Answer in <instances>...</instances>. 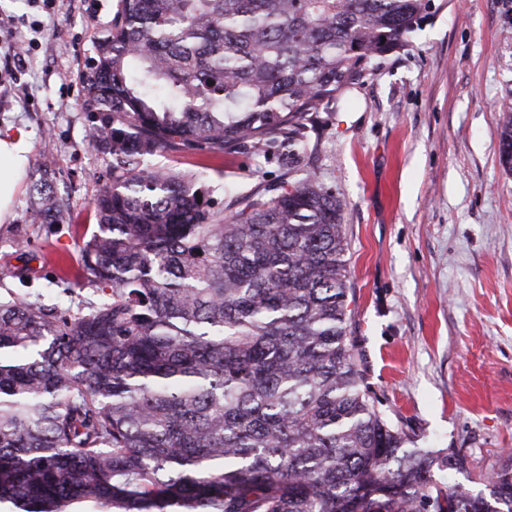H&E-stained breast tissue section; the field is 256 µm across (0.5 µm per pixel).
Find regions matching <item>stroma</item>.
Masks as SVG:
<instances>
[{
  "label": "stroma",
  "mask_w": 512,
  "mask_h": 512,
  "mask_svg": "<svg viewBox=\"0 0 512 512\" xmlns=\"http://www.w3.org/2000/svg\"><path fill=\"white\" fill-rule=\"evenodd\" d=\"M410 46L318 115L309 166L343 205L352 333L379 408L421 448H453L477 489L512 462V174L499 163V105L512 94V0H433ZM118 0H0L14 38L39 48L0 98V138L25 132L26 178L0 219V295L78 312L101 295L80 266L107 163L89 147L83 76ZM41 22L32 34L29 20ZM52 156L64 224L26 219L30 185ZM155 164L198 172L217 208L276 194L288 151L250 146L216 158L170 151Z\"/></svg>",
  "instance_id": "stroma-1"
}]
</instances>
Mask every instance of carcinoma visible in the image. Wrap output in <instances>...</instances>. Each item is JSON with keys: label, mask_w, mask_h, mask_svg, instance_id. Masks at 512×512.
Here are the masks:
<instances>
[{"label": "carcinoma", "mask_w": 512, "mask_h": 512, "mask_svg": "<svg viewBox=\"0 0 512 512\" xmlns=\"http://www.w3.org/2000/svg\"><path fill=\"white\" fill-rule=\"evenodd\" d=\"M432 0H121L86 77L107 157L81 250L103 300L0 298V512H512V466L419 448L358 364L342 203L305 168L315 114L410 45ZM386 41H381V38ZM512 173V99L500 107ZM288 145L226 217L195 172ZM43 163L26 218L65 214Z\"/></svg>", "instance_id": "carcinoma-1"}]
</instances>
